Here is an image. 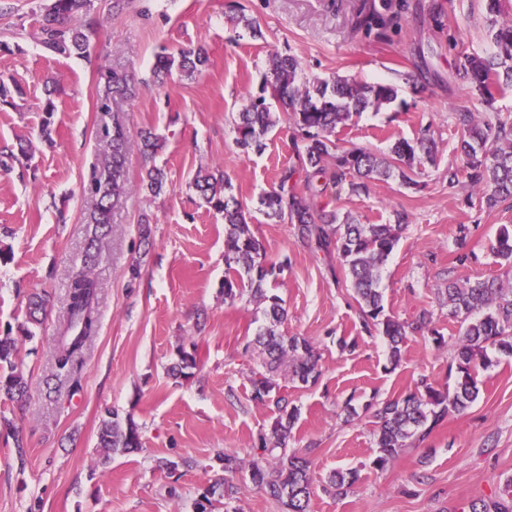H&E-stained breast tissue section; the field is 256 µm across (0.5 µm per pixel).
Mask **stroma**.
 <instances>
[{
    "mask_svg": "<svg viewBox=\"0 0 512 512\" xmlns=\"http://www.w3.org/2000/svg\"><path fill=\"white\" fill-rule=\"evenodd\" d=\"M44 2L9 0L10 13L0 15V42L10 46L0 52V79L19 88L14 106L0 110V152L21 138L33 146L24 163L0 159V243L12 251L0 261V333L24 319L20 291L50 299L35 339L17 345L15 361L31 382L25 410L0 398V416L22 414L24 443L16 448L0 432V512H193L216 475L217 454L249 461L259 435L270 432L279 412L250 401L262 356L245 348L262 313L246 301L224 303V217L192 187L201 170L231 180L255 236L270 255L287 259L275 285L288 311L281 330L306 337L320 356L316 383L282 375L274 390L300 412L287 449L314 462L311 512H468L472 501L499 496L512 479V358L491 354L470 408L449 415L385 469L374 467L376 423L366 403L399 398L423 375L446 387L454 348L415 333L391 365L382 336L364 329L336 257L302 244L293 225L258 209L259 195L294 160L290 115L280 113L259 153L242 150L234 132L237 112L258 92L276 51L297 57L310 79L396 86L389 108L352 117L336 136L380 153L427 127L438 147L435 165L414 186L374 180L365 193H340L331 206L365 224L406 215L383 273L385 309L407 323L430 311L444 336L456 334L441 288L450 278L500 274L489 246L502 225L512 226V201L489 209L467 181H448L449 168L461 164L455 113L490 109L512 119V92L486 105L460 74L464 55L490 44L485 0H128L119 12L112 0H95L100 28L87 60L51 57L37 45ZM368 13L380 21L370 31L361 24ZM234 14L255 20L261 37L231 23ZM197 45L210 56L201 74L154 83L161 49ZM115 70L133 78L135 95L103 112L98 94ZM49 82L58 87L51 99ZM49 99L55 112L47 142L39 129ZM115 121L133 133L153 129L166 142L150 163L139 141L130 143L126 192L92 269L99 332L85 347L79 390L64 383L49 398L44 382L54 371L67 285L86 243L91 202L84 188L105 152L101 131ZM151 164L167 175L156 197L139 188ZM144 218L153 238L147 250L137 235ZM191 345L192 376L173 379L168 369L178 348ZM349 401L357 409L352 417L344 409ZM108 407L138 425L143 447L103 465L96 441ZM161 457L177 462L175 473L156 468ZM348 469L356 482L343 493L331 488L330 474Z\"/></svg>",
    "mask_w": 512,
    "mask_h": 512,
    "instance_id": "stroma-1",
    "label": "stroma"
}]
</instances>
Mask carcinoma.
<instances>
[{"instance_id":"carcinoma-1","label":"carcinoma","mask_w":512,"mask_h":512,"mask_svg":"<svg viewBox=\"0 0 512 512\" xmlns=\"http://www.w3.org/2000/svg\"><path fill=\"white\" fill-rule=\"evenodd\" d=\"M491 47L488 52L464 57L462 71L475 89L490 104L495 94L512 88V20L499 21L503 0H486ZM98 29L93 0H52L39 23L37 43L52 56L86 57L90 41ZM209 61L201 46L181 48L174 53L167 49L157 55L154 73L166 75L174 70L193 77ZM301 66L290 54L275 53L268 57L263 75L261 95L249 96L238 112L234 132L236 143L243 149H260L266 135L278 123L277 112L267 102L264 92L272 89L280 107L294 116L295 161L280 171L275 189L265 193L260 206L271 219L294 225L297 238L313 244L325 254H336L346 283L358 304L365 327L374 328L387 343L392 363L400 360L407 331L421 332L437 346L446 344L444 335L432 327V315L424 311L412 323L401 322L385 311L380 288L382 272L392 256L404 225V217L396 224H363L350 214L341 216L320 199L334 190L346 189L352 195L365 191L367 182L397 180L414 184L415 170L422 164H435L436 143L424 129L414 141L396 139L385 154H376L362 147H345L336 140V129L364 112H380L397 99L391 84L364 83L345 77L299 81ZM130 95L129 79L112 73L100 109H110V102ZM458 132L456 151L462 160L466 178L480 197V203L493 208L512 200V121L498 112L454 114ZM107 150L101 169L94 175L89 191L95 199L90 214L94 233L87 243L82 267L69 280L67 318L55 348L56 376L70 382L72 389L80 386L81 356L86 342L99 329L96 314L97 281L88 268L94 261L93 250L99 232L111 225L112 210L124 189V167L129 133L117 123L105 132ZM142 153L152 156L163 146V140L151 129L138 132ZM193 187L209 207L224 214V303L234 305L245 299L263 306L266 325L255 334L252 344L266 355L265 371L251 379L250 400L260 406L274 404L279 417L271 436L258 439L249 463V476L281 507L282 512H309L312 493L311 462L292 454H274L285 449L298 420V408L288 406L283 398H273L275 377L284 374L306 385L318 380L319 356L312 343L301 336H287L278 326L288 319L283 300L266 287L288 264V259L274 260L250 228V213L232 193L231 182L224 175L198 172ZM142 188L157 196L166 188V173L156 166L148 168ZM491 252L505 274L512 273V230L502 227L491 245ZM448 317L460 323L455 341L457 356L448 366L453 384L442 391L428 378L422 377L416 388L404 396L374 408L376 419L373 465L386 468L402 449L423 443L451 413L467 410L478 398L480 380L477 365L487 366V349L504 357H512V280L500 276L467 280L460 284L448 279L442 291ZM47 301L39 293H31L25 303V323L18 332L33 336L25 324H37L46 314ZM17 339L12 330L0 335V395L18 407L25 406L30 380L15 364ZM8 372H3L2 368ZM196 367V347L179 349V360L171 368L175 378H188ZM142 447L138 426L130 419L123 421L118 413L104 411L97 435V453L101 464L110 462L117 452ZM222 475L216 477L199 494L194 512H214L216 505H227L235 498L237 488L224 474L241 469L239 458L230 453L217 455ZM357 479L354 471H336L330 483L340 491L351 487ZM470 512H512V480L507 481L504 497L474 501Z\"/></svg>"}]
</instances>
